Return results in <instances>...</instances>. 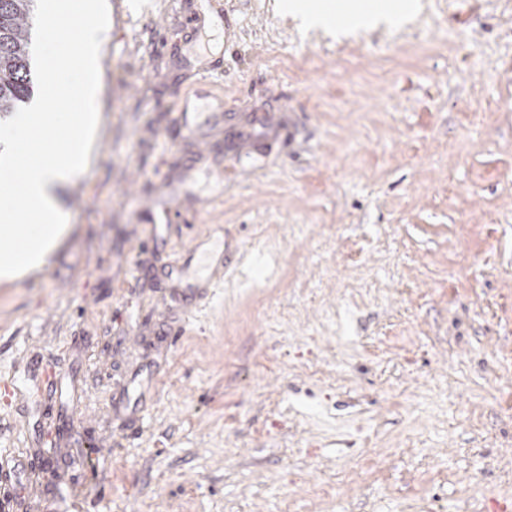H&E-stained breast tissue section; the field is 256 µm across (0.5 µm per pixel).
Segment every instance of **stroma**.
<instances>
[{
	"instance_id": "1",
	"label": "stroma",
	"mask_w": 512,
	"mask_h": 512,
	"mask_svg": "<svg viewBox=\"0 0 512 512\" xmlns=\"http://www.w3.org/2000/svg\"><path fill=\"white\" fill-rule=\"evenodd\" d=\"M274 0H108L70 230L0 281V512H489L512 497V0L339 41ZM206 19V46L178 25ZM223 174L178 109L205 59ZM198 202L156 251L170 205ZM241 250L177 320L161 266Z\"/></svg>"
}]
</instances>
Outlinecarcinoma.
I'll return each instance as SVG.
<instances>
[{
  "mask_svg": "<svg viewBox=\"0 0 512 512\" xmlns=\"http://www.w3.org/2000/svg\"><path fill=\"white\" fill-rule=\"evenodd\" d=\"M34 0H0V120L31 97L35 73L29 46Z\"/></svg>",
  "mask_w": 512,
  "mask_h": 512,
  "instance_id": "carcinoma-1",
  "label": "carcinoma"
}]
</instances>
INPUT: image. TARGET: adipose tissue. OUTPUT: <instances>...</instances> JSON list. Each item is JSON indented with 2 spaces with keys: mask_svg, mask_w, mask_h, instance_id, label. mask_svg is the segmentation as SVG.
I'll list each match as a JSON object with an SVG mask.
<instances>
[{
  "mask_svg": "<svg viewBox=\"0 0 512 512\" xmlns=\"http://www.w3.org/2000/svg\"><path fill=\"white\" fill-rule=\"evenodd\" d=\"M285 9L294 13L306 27L336 26L340 32L358 27L401 24L408 9L407 4L384 8H367L359 0H343L339 10L329 8L324 0H286Z\"/></svg>",
  "mask_w": 512,
  "mask_h": 512,
  "instance_id": "obj_1",
  "label": "adipose tissue"
}]
</instances>
